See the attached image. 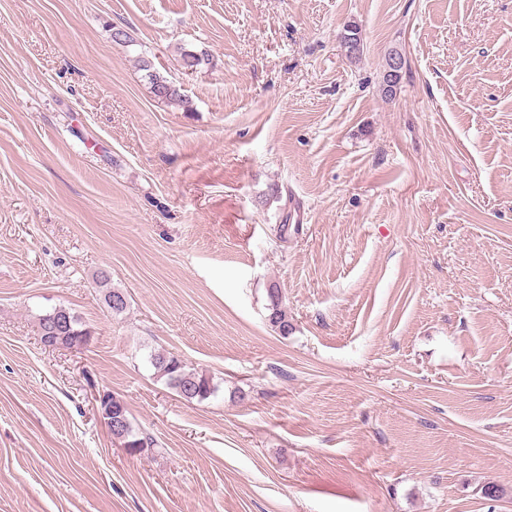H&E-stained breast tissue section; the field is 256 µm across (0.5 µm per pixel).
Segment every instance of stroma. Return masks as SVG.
<instances>
[{
    "instance_id": "1",
    "label": "stroma",
    "mask_w": 512,
    "mask_h": 512,
    "mask_svg": "<svg viewBox=\"0 0 512 512\" xmlns=\"http://www.w3.org/2000/svg\"><path fill=\"white\" fill-rule=\"evenodd\" d=\"M0 512H512V0H0ZM144 68L148 72L147 77L155 97L165 99L168 102L187 103L179 86L160 73L151 71L149 65L145 64ZM95 284L103 294L104 302L113 315L122 314L127 308V298L118 289L112 288L106 274L101 272L95 276ZM270 300V314L268 316L269 323L276 331H278L281 337H288L291 334L293 328L288 320L287 312L282 308V297L279 294L277 288H270L269 290ZM37 332L40 338L57 328L58 336H64V341L79 346L86 343L91 331L84 327L80 318L65 306H56L51 311L39 315L36 320ZM150 362L157 375L165 378L167 385L181 398L202 401L216 391L212 377L188 370L182 360L170 352L151 353ZM104 400L108 405H111L115 408H122L125 413V425L123 428L119 430H113L112 427L119 425L121 421V416L112 413V407H105L103 413H99L100 418L102 419L105 426L111 430L112 437L121 442L124 448H127L129 452L136 453L143 450V448H149L154 445V441L151 437L147 435H143L142 432H139L138 429L134 426L131 414L127 404L120 398L113 396L111 393H104Z\"/></svg>"
}]
</instances>
